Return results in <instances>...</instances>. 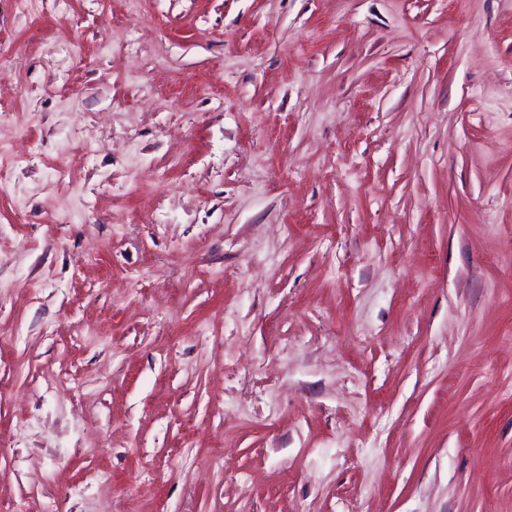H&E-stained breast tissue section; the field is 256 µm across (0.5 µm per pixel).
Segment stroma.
Wrapping results in <instances>:
<instances>
[{
  "label": "stroma",
  "mask_w": 512,
  "mask_h": 512,
  "mask_svg": "<svg viewBox=\"0 0 512 512\" xmlns=\"http://www.w3.org/2000/svg\"><path fill=\"white\" fill-rule=\"evenodd\" d=\"M0 505L512 512V0H0Z\"/></svg>",
  "instance_id": "35a3bbf8"
}]
</instances>
